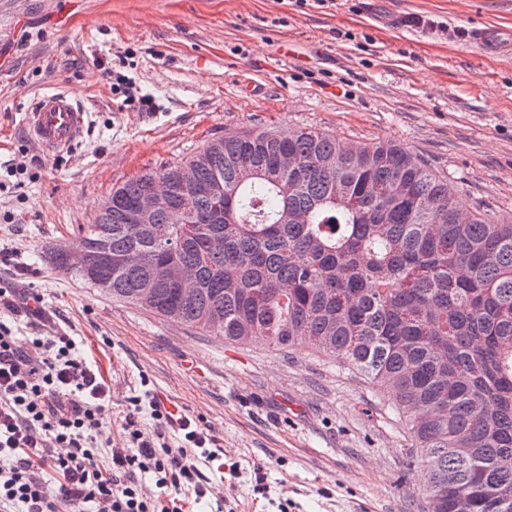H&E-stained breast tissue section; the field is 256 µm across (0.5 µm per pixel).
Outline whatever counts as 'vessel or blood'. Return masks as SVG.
Returning <instances> with one entry per match:
<instances>
[{
    "label": "vessel or blood",
    "instance_id": "obj_1",
    "mask_svg": "<svg viewBox=\"0 0 512 512\" xmlns=\"http://www.w3.org/2000/svg\"><path fill=\"white\" fill-rule=\"evenodd\" d=\"M471 39L484 52L501 53L512 47V33L476 27ZM87 113L75 95L64 90L44 93L27 111L26 123L37 145L49 155L72 151L81 138Z\"/></svg>",
    "mask_w": 512,
    "mask_h": 512
}]
</instances>
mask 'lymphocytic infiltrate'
Wrapping results in <instances>:
<instances>
[{
    "label": "lymphocytic infiltrate",
    "instance_id": "1",
    "mask_svg": "<svg viewBox=\"0 0 512 512\" xmlns=\"http://www.w3.org/2000/svg\"><path fill=\"white\" fill-rule=\"evenodd\" d=\"M41 295L0 282V512H170L146 492L139 477L153 474L157 490L193 492L209 512H224V497L206 484L200 465L212 460L213 437L195 422L178 444L165 432L144 437L140 415L157 423L168 417L156 399L131 397L123 411V448L110 449L101 468L98 451L102 415L111 408L102 373L76 352L72 336L45 324ZM36 322L34 336L20 346L13 320Z\"/></svg>",
    "mask_w": 512,
    "mask_h": 512
}]
</instances>
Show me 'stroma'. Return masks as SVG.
I'll list each match as a JSON object with an SVG mask.
<instances>
[{"mask_svg":"<svg viewBox=\"0 0 512 512\" xmlns=\"http://www.w3.org/2000/svg\"><path fill=\"white\" fill-rule=\"evenodd\" d=\"M413 15L448 29L407 26ZM474 24L512 30V0H0V279L39 293L107 379L113 445L127 397L162 391L214 437L203 472L231 512H423L425 465L380 382L329 355L168 321L46 252L74 248L113 186L247 127L394 141L465 206L512 212V55L485 54ZM129 48L125 73L154 111L120 108L103 75ZM240 76L264 94H234ZM54 89L73 91L89 124L76 150L49 157L23 113ZM14 163L24 184L6 173Z\"/></svg>","mask_w":512,"mask_h":512,"instance_id":"35a3bbf8","label":"stroma"}]
</instances>
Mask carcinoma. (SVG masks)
I'll return each mask as SVG.
<instances>
[{
  "label": "carcinoma",
  "instance_id": "cac0c4a2",
  "mask_svg": "<svg viewBox=\"0 0 512 512\" xmlns=\"http://www.w3.org/2000/svg\"><path fill=\"white\" fill-rule=\"evenodd\" d=\"M185 161L194 193L145 171L79 228L107 294L136 306L150 286L149 311L209 336L344 358L389 388L426 465L424 512H512V213L463 207L398 143L313 127L246 129ZM160 187L166 201L129 222ZM166 261L195 268V296L160 274Z\"/></svg>",
  "mask_w": 512,
  "mask_h": 512
}]
</instances>
